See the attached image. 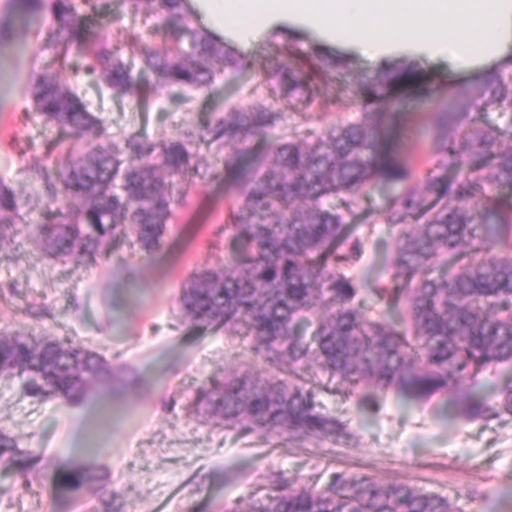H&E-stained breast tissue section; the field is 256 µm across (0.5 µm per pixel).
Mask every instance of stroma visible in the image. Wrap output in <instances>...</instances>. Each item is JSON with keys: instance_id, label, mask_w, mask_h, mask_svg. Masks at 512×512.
Listing matches in <instances>:
<instances>
[{"instance_id": "35a3bbf8", "label": "stroma", "mask_w": 512, "mask_h": 512, "mask_svg": "<svg viewBox=\"0 0 512 512\" xmlns=\"http://www.w3.org/2000/svg\"><path fill=\"white\" fill-rule=\"evenodd\" d=\"M49 10L31 13L17 0H0V181L18 196L35 192L28 172L44 162L45 145L61 139L58 128L34 116L29 85L44 66L38 53ZM122 46L140 36L153 48L170 47L174 29L146 28L142 17L92 24ZM329 47L346 57L347 75L328 81L326 111L298 118L286 110L270 139L295 122L314 129L355 110L356 81L372 73L348 42ZM250 67L226 74L188 105L167 91L138 96L89 93L91 112L112 136L137 133L154 139L177 129L204 130L227 107L250 101L268 70L286 65L271 37L244 54ZM400 158L419 159L421 119L433 103L418 93L389 103ZM231 180H196L175 208L162 246L145 253L121 242L95 260L60 263L30 238L41 220L0 228V335L73 341L97 350L112 367L107 382L92 383L78 403L28 395L19 376L0 377V432L18 451L0 460V512H242L265 494L263 476L307 479L316 472L348 470L384 482H403L450 497L460 512H512V418L489 423L448 419L433 407L405 411L388 399L375 418L364 419L355 397L329 389L319 399L358 434L349 448L327 439L289 441L227 434L198 416L189 404L197 388L242 365L261 373L248 340H228L223 329L197 326L178 314L176 299L197 271L223 263L224 219L237 200ZM111 408L107 445L88 450L87 423ZM91 469L97 481L72 492L60 475L73 464Z\"/></svg>"}]
</instances>
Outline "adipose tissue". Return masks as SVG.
Wrapping results in <instances>:
<instances>
[{"instance_id": "adipose-tissue-1", "label": "adipose tissue", "mask_w": 512, "mask_h": 512, "mask_svg": "<svg viewBox=\"0 0 512 512\" xmlns=\"http://www.w3.org/2000/svg\"><path fill=\"white\" fill-rule=\"evenodd\" d=\"M223 35L246 41L287 18L372 58L406 45L447 57L466 73L512 59V0H193Z\"/></svg>"}]
</instances>
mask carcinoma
<instances>
[{
    "label": "carcinoma",
    "instance_id": "cac0c4a2",
    "mask_svg": "<svg viewBox=\"0 0 512 512\" xmlns=\"http://www.w3.org/2000/svg\"><path fill=\"white\" fill-rule=\"evenodd\" d=\"M155 26L175 24L186 44L159 51L136 39L131 57L87 21L116 11L140 14ZM52 22L39 53L53 67L29 93L45 123L78 136L104 123L82 87L62 81L72 65L95 79L99 93L137 94L142 78L184 100L220 75L243 72L245 58L197 24L185 0H50ZM348 67L316 43L286 72H271L253 100L224 113L203 133L182 129L154 140L136 134L104 150L77 151L32 172L53 207L33 241L51 257L81 264L119 240L143 252L163 243L183 184L200 171L197 137L224 152V172L239 199L224 224V265L184 284L183 317L250 338L266 367L224 369L197 391L196 412L226 431L332 439L355 434L317 401L335 386L376 408L392 393L410 404L452 398L463 420L512 417V377L488 399L476 393L484 374L512 369V60L458 85L435 107L424 128L423 175L387 154L391 131L368 102L414 81L415 64L387 61L357 82L362 111L346 112L317 133L294 127L261 148L282 123L286 101L299 114L322 105L320 88ZM402 185L372 216L367 187ZM33 202L0 183V224L25 221ZM0 364L28 378L32 396L83 399L107 373L94 350L54 340L0 336ZM95 480L73 466L62 483L78 490ZM272 491L246 512H458L447 496L406 483H386L350 471L302 484L269 476Z\"/></svg>",
    "mask_w": 512,
    "mask_h": 512
}]
</instances>
